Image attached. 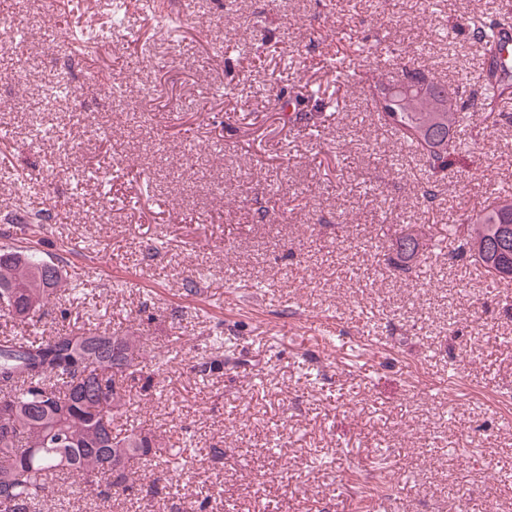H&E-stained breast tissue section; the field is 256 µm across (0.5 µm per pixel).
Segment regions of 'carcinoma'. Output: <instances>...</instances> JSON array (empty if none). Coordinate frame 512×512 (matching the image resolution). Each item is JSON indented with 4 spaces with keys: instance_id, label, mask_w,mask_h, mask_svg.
Masks as SVG:
<instances>
[{
    "instance_id": "carcinoma-1",
    "label": "carcinoma",
    "mask_w": 512,
    "mask_h": 512,
    "mask_svg": "<svg viewBox=\"0 0 512 512\" xmlns=\"http://www.w3.org/2000/svg\"><path fill=\"white\" fill-rule=\"evenodd\" d=\"M454 28L494 52L496 26L460 17ZM107 35L102 28L77 26L75 43ZM483 110L491 126L512 124V115L494 111L497 100L512 88L490 75ZM370 101L380 122L393 128L419 153L435 181L456 164H466L458 128L473 104L457 86L406 62L397 79L369 86ZM388 265L405 278L419 277L426 234L394 229ZM448 256L478 266L490 283L512 281V195L487 198L477 214H463L448 225ZM66 278L62 266L33 249L0 253V319L31 320L58 294ZM141 356V339L97 330L61 329L52 336L0 338V512H35L54 500L60 481L96 497L102 508L133 489V468L152 462L162 448L156 436L142 430L116 434L112 424L127 410L130 383L152 374Z\"/></svg>"
}]
</instances>
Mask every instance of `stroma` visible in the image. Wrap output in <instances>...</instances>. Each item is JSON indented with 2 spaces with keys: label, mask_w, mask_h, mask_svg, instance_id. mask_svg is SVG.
I'll return each instance as SVG.
<instances>
[{
  "label": "stroma",
  "mask_w": 512,
  "mask_h": 512,
  "mask_svg": "<svg viewBox=\"0 0 512 512\" xmlns=\"http://www.w3.org/2000/svg\"><path fill=\"white\" fill-rule=\"evenodd\" d=\"M156 3L174 35L129 0L124 29L73 70L50 29L106 24L111 0L0 13V35L24 34L20 51L0 47V249L70 274L24 332L140 336L163 386L133 388L114 426L160 435L169 465L140 467L109 512H177L203 487L206 512H512V282L490 287L435 246L413 282L384 261L390 225L435 239L512 193V124L481 135L471 119L472 164L449 169L431 208L427 168L367 105L370 71L407 61L481 98L475 44L451 25L497 18L501 0ZM264 41L277 52L255 58ZM141 53L150 66L113 71V55ZM48 77L71 91L50 108ZM283 99L299 113L325 101L321 136ZM56 126L65 141L46 136ZM34 207L49 212L36 234Z\"/></svg>",
  "instance_id": "1"
}]
</instances>
